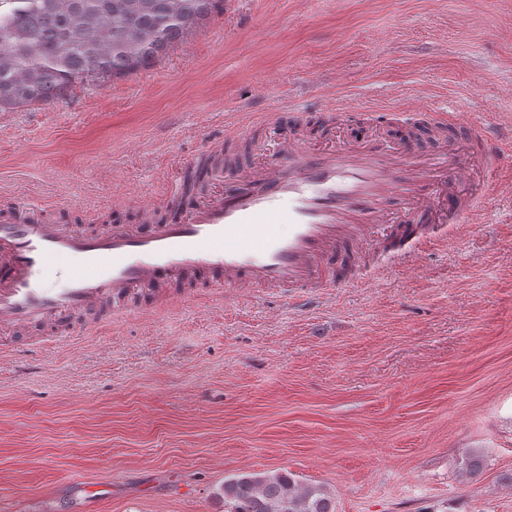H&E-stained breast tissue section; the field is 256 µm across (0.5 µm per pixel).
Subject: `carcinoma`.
<instances>
[{
    "instance_id": "1",
    "label": "carcinoma",
    "mask_w": 512,
    "mask_h": 512,
    "mask_svg": "<svg viewBox=\"0 0 512 512\" xmlns=\"http://www.w3.org/2000/svg\"><path fill=\"white\" fill-rule=\"evenodd\" d=\"M221 0H0V110L48 104L149 66ZM223 512H335L331 493L280 471L232 475Z\"/></svg>"
}]
</instances>
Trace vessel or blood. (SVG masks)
<instances>
[{
    "mask_svg": "<svg viewBox=\"0 0 512 512\" xmlns=\"http://www.w3.org/2000/svg\"><path fill=\"white\" fill-rule=\"evenodd\" d=\"M436 134H461L460 149L422 157L381 128L360 142L314 148L301 127L281 128L272 156L233 176L212 170L210 188L189 197L194 160L176 170L163 202L139 223L84 227L0 205V331L44 330L56 341L86 322L167 300L267 288L289 302L308 289L355 284L367 249L387 259L430 244L410 224L462 223L476 209L463 189L469 166H501L492 130L460 112H430Z\"/></svg>",
    "mask_w": 512,
    "mask_h": 512,
    "instance_id": "obj_1",
    "label": "vessel or blood"
}]
</instances>
